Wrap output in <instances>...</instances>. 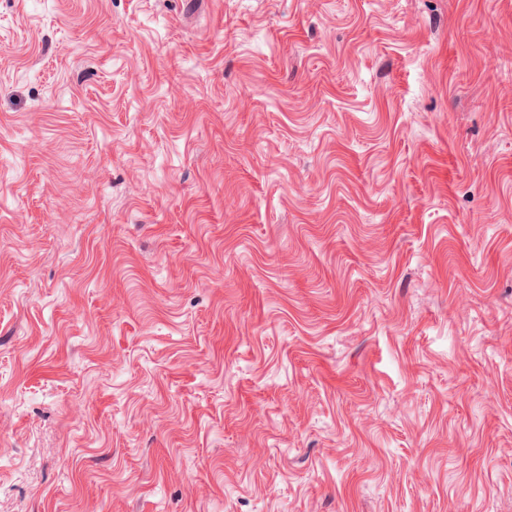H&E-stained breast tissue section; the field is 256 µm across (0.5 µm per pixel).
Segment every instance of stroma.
I'll use <instances>...</instances> for the list:
<instances>
[{
  "instance_id": "stroma-1",
  "label": "stroma",
  "mask_w": 512,
  "mask_h": 512,
  "mask_svg": "<svg viewBox=\"0 0 512 512\" xmlns=\"http://www.w3.org/2000/svg\"><path fill=\"white\" fill-rule=\"evenodd\" d=\"M0 512H512V0H0Z\"/></svg>"
}]
</instances>
